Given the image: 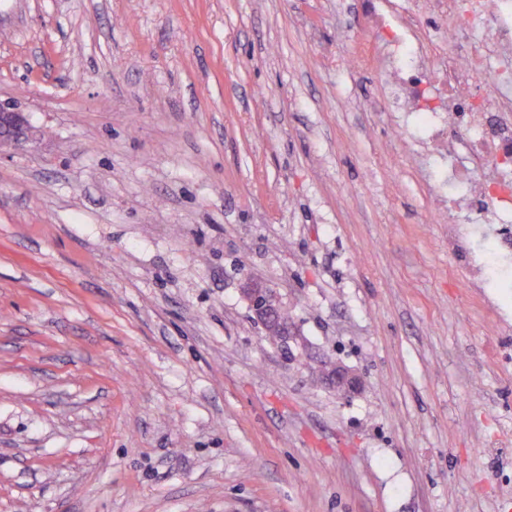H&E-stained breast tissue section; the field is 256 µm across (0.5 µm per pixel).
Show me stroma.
<instances>
[{"label": "stroma", "mask_w": 512, "mask_h": 512, "mask_svg": "<svg viewBox=\"0 0 512 512\" xmlns=\"http://www.w3.org/2000/svg\"><path fill=\"white\" fill-rule=\"evenodd\" d=\"M361 2L0 0V512H512V287ZM39 135V130L31 125L24 112L3 107L0 103V147L12 143L29 144ZM242 293L264 330L276 332L279 336L278 343H287L293 334L289 323L281 318V307L274 288L267 283L249 279L244 283ZM277 336L268 337L276 340ZM328 376L336 386L337 391L344 395L356 391L361 384L360 377L340 363H336L331 368Z\"/></svg>", "instance_id": "obj_1"}]
</instances>
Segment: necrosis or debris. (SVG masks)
I'll return each instance as SVG.
<instances>
[{
  "mask_svg": "<svg viewBox=\"0 0 512 512\" xmlns=\"http://www.w3.org/2000/svg\"><path fill=\"white\" fill-rule=\"evenodd\" d=\"M448 14V57L428 51L416 34L425 14ZM387 35L397 111L446 164L449 209L465 224L448 227V249L462 248L467 227H493L488 251L473 269L512 259V0H407L399 23L379 19ZM492 169L476 182L472 170Z\"/></svg>",
  "mask_w": 512,
  "mask_h": 512,
  "instance_id": "necrosis-or-debris-1",
  "label": "necrosis or debris"
}]
</instances>
